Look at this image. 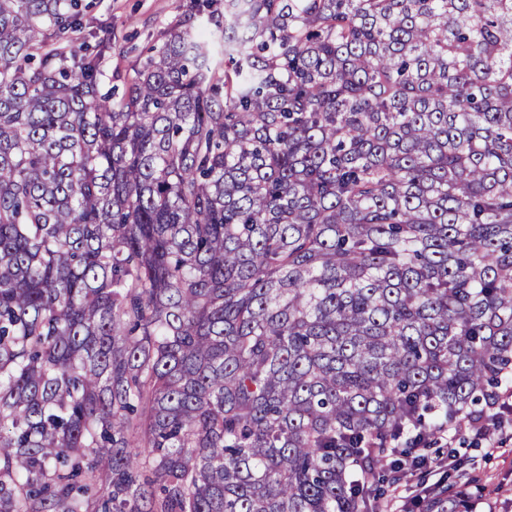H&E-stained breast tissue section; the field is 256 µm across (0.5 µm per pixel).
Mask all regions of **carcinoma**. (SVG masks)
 Wrapping results in <instances>:
<instances>
[{"instance_id":"carcinoma-1","label":"carcinoma","mask_w":512,"mask_h":512,"mask_svg":"<svg viewBox=\"0 0 512 512\" xmlns=\"http://www.w3.org/2000/svg\"><path fill=\"white\" fill-rule=\"evenodd\" d=\"M80 14L0 0V512H372L494 418L512 0H190L118 99Z\"/></svg>"}]
</instances>
